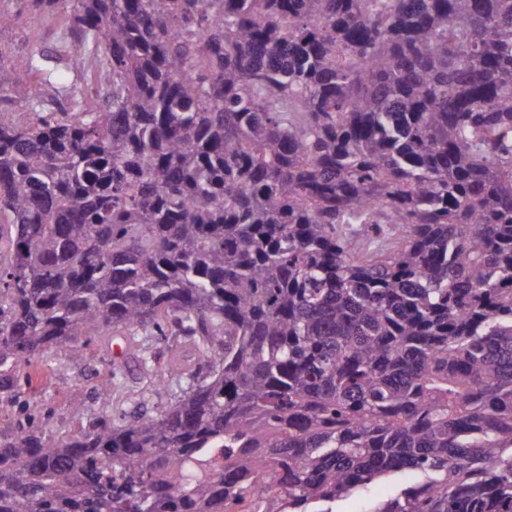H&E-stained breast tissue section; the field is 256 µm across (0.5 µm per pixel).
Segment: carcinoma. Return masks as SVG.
<instances>
[{"instance_id":"obj_1","label":"carcinoma","mask_w":512,"mask_h":512,"mask_svg":"<svg viewBox=\"0 0 512 512\" xmlns=\"http://www.w3.org/2000/svg\"><path fill=\"white\" fill-rule=\"evenodd\" d=\"M20 3L0 512H512V0ZM114 337L186 386L57 434L27 367ZM61 33L59 15L56 18L33 19L24 13L13 27L0 30V43L9 48L19 63L34 50H57ZM415 481L409 473L400 474L395 480H378L372 483L371 488L364 494H353L345 501L337 504L341 512H364L371 503L389 498L397 488L405 487Z\"/></svg>"}]
</instances>
